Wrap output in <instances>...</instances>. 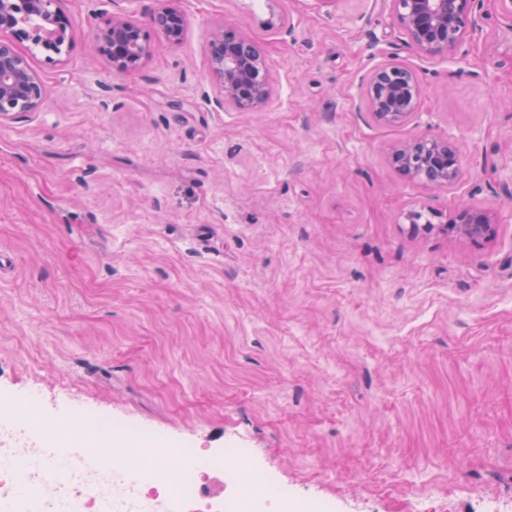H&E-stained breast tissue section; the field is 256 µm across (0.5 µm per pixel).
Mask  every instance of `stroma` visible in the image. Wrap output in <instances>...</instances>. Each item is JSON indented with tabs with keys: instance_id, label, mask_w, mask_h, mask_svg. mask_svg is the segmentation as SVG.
I'll return each mask as SVG.
<instances>
[{
	"instance_id": "35a3bbf8",
	"label": "stroma",
	"mask_w": 512,
	"mask_h": 512,
	"mask_svg": "<svg viewBox=\"0 0 512 512\" xmlns=\"http://www.w3.org/2000/svg\"><path fill=\"white\" fill-rule=\"evenodd\" d=\"M54 0L60 53L15 39L47 90L0 124V403L90 414L169 446L245 448L333 512H512V18L483 0L455 60L418 52L390 0ZM116 13L153 52L117 76ZM291 33L277 32L280 24ZM256 42L272 91L225 105L210 32ZM425 91L376 122L360 79ZM458 147L440 188L387 156ZM496 209L493 238L412 234L408 210ZM163 2H166V5L157 12L153 22L163 28L170 41H179L185 27L184 15L174 4L177 0H165ZM362 97L372 117L381 124H400L418 112L423 86L409 66L386 61L362 82Z\"/></svg>"
}]
</instances>
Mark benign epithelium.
Returning a JSON list of instances; mask_svg holds the SVG:
<instances>
[{
  "label": "benign epithelium",
  "instance_id": "1",
  "mask_svg": "<svg viewBox=\"0 0 512 512\" xmlns=\"http://www.w3.org/2000/svg\"><path fill=\"white\" fill-rule=\"evenodd\" d=\"M153 18L171 41L181 39L185 18L165 0ZM480 0H392L398 25L423 55L456 58L461 44L481 30ZM53 0H27L30 13L53 27L55 38L44 42L46 49L61 52L68 16L51 9ZM27 33L17 28L15 0H0V123L19 112H35L46 89L27 60L13 48L9 36ZM99 50L112 63L118 76L135 73L151 55L153 46L144 28L125 15H114L95 35ZM213 74L224 91V103L239 112H261L271 95L270 72L257 46L237 29L226 26L210 34ZM362 97L372 117L381 124H400L418 112L423 86L409 66L386 61L375 67L362 82ZM389 159L410 180H425L439 187L455 184L461 177L456 147L446 138L419 136L392 146ZM411 230L431 234L452 231L466 238L489 239L495 233L496 214L488 208L461 206L438 224H420V214H407Z\"/></svg>",
  "mask_w": 512,
  "mask_h": 512
}]
</instances>
